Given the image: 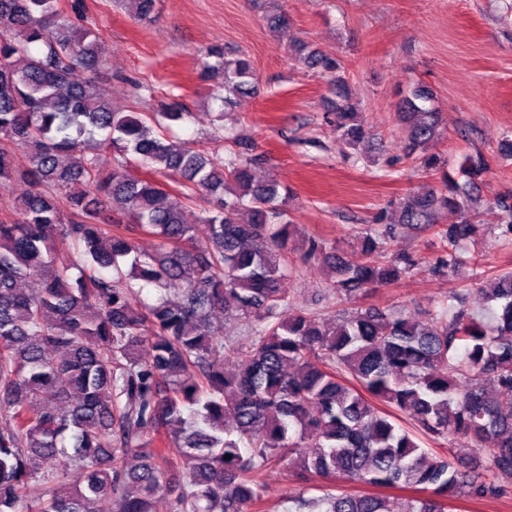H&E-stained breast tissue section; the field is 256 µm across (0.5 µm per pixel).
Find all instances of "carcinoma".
<instances>
[{
    "instance_id": "obj_1",
    "label": "carcinoma",
    "mask_w": 512,
    "mask_h": 512,
    "mask_svg": "<svg viewBox=\"0 0 512 512\" xmlns=\"http://www.w3.org/2000/svg\"><path fill=\"white\" fill-rule=\"evenodd\" d=\"M129 5L137 20L154 18L156 0ZM72 10L0 0V188L18 177V149L30 184L0 217V512H101L103 499L113 512H155L158 496L169 512H251L262 472L285 460L297 477L326 482L319 497L289 498L288 512H454L457 500L502 496L494 477L512 473V272L484 293L496 307L490 326L445 301L424 320L385 303L327 322L291 311L281 288L288 195L254 180L237 136L223 138L224 157L169 137L192 116L181 103L114 111L80 75L100 64L99 32ZM291 55L330 77L338 140L355 148L366 129L343 64L303 40ZM207 57L221 102L253 90L249 54L227 60L214 45ZM432 101L418 86L398 112L406 156L428 175L445 166L428 152L441 134ZM97 131L110 171L91 144ZM460 170L464 183L422 188L398 224L366 236L363 263L333 264L331 291L355 303L407 273L413 256L385 264L377 254L398 225L433 230L435 268L456 271L485 167L468 158ZM197 194L210 204L202 247L184 219ZM443 211L456 222L436 224ZM59 231L82 264L56 249ZM142 235L159 239L153 253L139 251ZM323 258L324 243L311 240L302 261ZM139 283L155 287L154 303L140 301ZM458 437L478 451L467 464L418 443ZM338 482L415 495L394 510Z\"/></svg>"
}]
</instances>
